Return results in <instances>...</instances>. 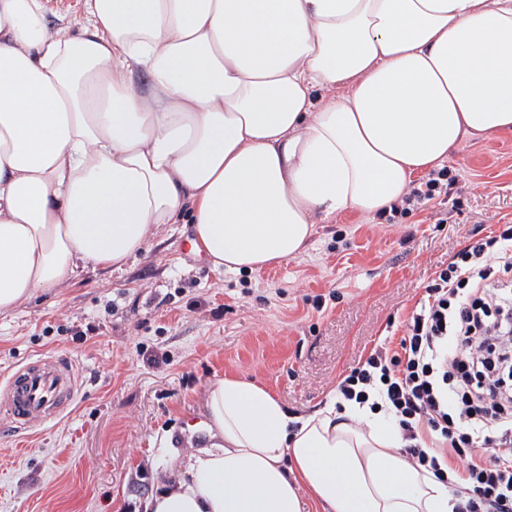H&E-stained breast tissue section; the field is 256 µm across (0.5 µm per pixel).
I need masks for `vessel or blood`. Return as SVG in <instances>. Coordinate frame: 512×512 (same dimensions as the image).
<instances>
[{"label":"vessel or blood","instance_id":"1","mask_svg":"<svg viewBox=\"0 0 512 512\" xmlns=\"http://www.w3.org/2000/svg\"><path fill=\"white\" fill-rule=\"evenodd\" d=\"M78 392V368L62 355L28 362L0 386V398L5 400L9 420L19 434L33 422L62 417L76 404Z\"/></svg>","mask_w":512,"mask_h":512}]
</instances>
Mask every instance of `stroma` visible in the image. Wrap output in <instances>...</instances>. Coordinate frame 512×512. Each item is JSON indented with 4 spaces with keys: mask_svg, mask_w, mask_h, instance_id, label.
Returning a JSON list of instances; mask_svg holds the SVG:
<instances>
[{
    "mask_svg": "<svg viewBox=\"0 0 512 512\" xmlns=\"http://www.w3.org/2000/svg\"><path fill=\"white\" fill-rule=\"evenodd\" d=\"M449 195L396 217L343 212L305 252L254 272L218 270L163 225L122 269L84 270L0 315V376L42 355L79 364L60 420L7 428L0 403V512H144L160 480L205 442L203 393L234 373L308 414L389 343L436 271L512 223V134L463 140Z\"/></svg>",
    "mask_w": 512,
    "mask_h": 512,
    "instance_id": "obj_1",
    "label": "stroma"
}]
</instances>
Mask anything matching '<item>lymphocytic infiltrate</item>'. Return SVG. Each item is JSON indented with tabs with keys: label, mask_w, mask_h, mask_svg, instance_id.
<instances>
[{
	"label": "lymphocytic infiltrate",
	"mask_w": 512,
	"mask_h": 512,
	"mask_svg": "<svg viewBox=\"0 0 512 512\" xmlns=\"http://www.w3.org/2000/svg\"><path fill=\"white\" fill-rule=\"evenodd\" d=\"M404 328L341 400L392 412L406 458L463 488L452 512H512V225L436 271Z\"/></svg>",
	"instance_id": "1"
}]
</instances>
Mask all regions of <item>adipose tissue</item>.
Masks as SVG:
<instances>
[{"instance_id": "ef3b65f1", "label": "adipose tissue", "mask_w": 512, "mask_h": 512, "mask_svg": "<svg viewBox=\"0 0 512 512\" xmlns=\"http://www.w3.org/2000/svg\"><path fill=\"white\" fill-rule=\"evenodd\" d=\"M0 0V314L122 267L189 218L228 271L382 212L467 138L512 133V0ZM209 446L145 512H448L446 483L353 402L289 413L238 375Z\"/></svg>"}]
</instances>
